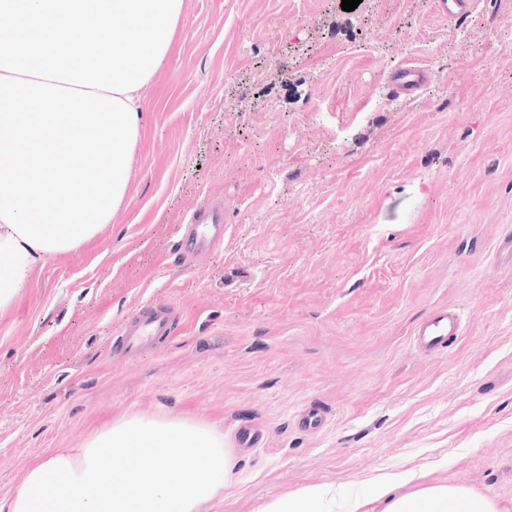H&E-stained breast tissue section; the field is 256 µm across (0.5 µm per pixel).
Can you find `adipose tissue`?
I'll list each match as a JSON object with an SVG mask.
<instances>
[{"label":"adipose tissue","mask_w":512,"mask_h":512,"mask_svg":"<svg viewBox=\"0 0 512 512\" xmlns=\"http://www.w3.org/2000/svg\"><path fill=\"white\" fill-rule=\"evenodd\" d=\"M183 0H0V314L49 258L90 242L121 207L144 91L165 62ZM76 40L66 65L53 50ZM180 460L179 470L167 461ZM223 434L179 417L133 414L84 447L25 471L0 512H202L231 487ZM332 486L279 496L262 512H331ZM348 512H501L425 471L379 474Z\"/></svg>","instance_id":"1"}]
</instances>
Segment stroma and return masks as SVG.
<instances>
[{"instance_id":"obj_1","label":"stroma","mask_w":512,"mask_h":512,"mask_svg":"<svg viewBox=\"0 0 512 512\" xmlns=\"http://www.w3.org/2000/svg\"><path fill=\"white\" fill-rule=\"evenodd\" d=\"M341 2L184 0L122 207L0 315V498L136 413L223 433L234 485L207 512L419 466L512 512V0ZM211 202L224 239L187 262ZM149 301L178 329L128 355ZM448 305L460 338L420 354ZM423 76L421 71L412 66L399 68L390 81V90L394 94H411L421 87ZM224 239V208L208 206L192 213L189 226L180 241V249L187 259L203 248L208 239ZM461 331V317L457 309L443 307L417 324L412 342L422 354H437L446 347L449 339L460 336Z\"/></svg>"}]
</instances>
